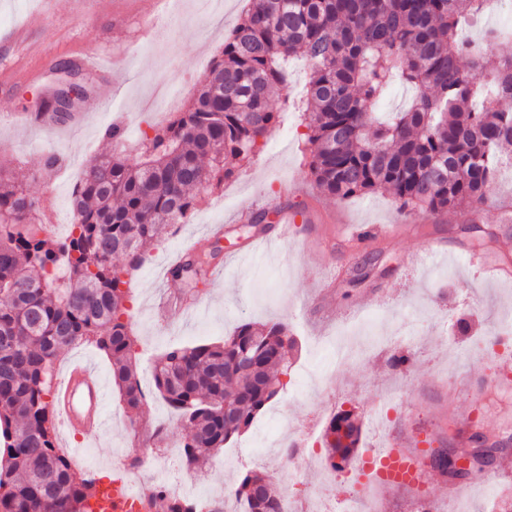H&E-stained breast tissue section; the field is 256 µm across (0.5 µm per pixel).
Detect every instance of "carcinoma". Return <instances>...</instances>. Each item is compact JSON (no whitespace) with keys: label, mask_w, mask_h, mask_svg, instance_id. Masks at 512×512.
Instances as JSON below:
<instances>
[{"label":"carcinoma","mask_w":512,"mask_h":512,"mask_svg":"<svg viewBox=\"0 0 512 512\" xmlns=\"http://www.w3.org/2000/svg\"><path fill=\"white\" fill-rule=\"evenodd\" d=\"M485 0H248L202 87L167 123L144 135L138 159L91 161L72 194L78 233L41 235L37 199L0 170V512H84L97 483L79 477L56 446L59 353L92 341L132 411L143 401L126 315L132 275L167 227L249 163L279 123L275 95L288 62L308 65L301 126L321 192L346 200L389 191L407 213L435 215L485 203L512 147V56L493 67L490 46L512 25L468 31ZM412 92L388 119L377 104L393 87ZM297 343L282 322H245L219 343L172 347L154 363L155 387L190 428L192 467L224 448L286 388ZM360 441L353 415L331 419L323 442L348 461ZM157 498L167 512H225L224 499ZM239 512H286L262 472L234 491Z\"/></svg>","instance_id":"obj_1"}]
</instances>
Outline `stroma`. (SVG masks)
I'll use <instances>...</instances> for the list:
<instances>
[{"mask_svg":"<svg viewBox=\"0 0 512 512\" xmlns=\"http://www.w3.org/2000/svg\"><path fill=\"white\" fill-rule=\"evenodd\" d=\"M227 4L220 25L198 12L194 0H0V33L20 24L29 32L24 43L0 45V164L37 199L43 221L72 220L71 200L58 186L81 177L90 159L111 150L107 128L123 126L128 142H136L159 123L144 107L159 86L180 89L184 101L195 94L242 16L244 0ZM89 53L114 67L85 69L91 95L78 110L83 123L39 121V96L57 64L81 63ZM306 79L304 62H293L287 88L275 97L287 121L222 191L197 203V211L210 213V224L223 225L222 240L208 235L209 224L171 231L134 272L126 304L143 383H152L154 361L171 346L214 342L244 322H284L299 346L287 388L254 427L190 470L178 451L184 424L159 393L151 392L138 415L129 416L105 353L92 343L68 347L58 369L88 356L106 390V426L86 437L83 459L108 477L113 465L140 456L145 464L136 485L159 484L172 494L206 499L227 496L247 471H261L293 495L297 507L325 501L332 512H343L347 471L330 467L323 446L296 463L287 450L302 441L307 425L324 429L334 415L350 410L363 449L412 435L428 451L468 448L478 432L502 447L486 471L455 482L465 495L449 496L455 483L428 461L423 485L374 490L382 512H420L423 501L434 512H512L501 501L503 490L512 491V472L495 486L484 484L487 472L512 459V347L489 345L512 332V277L490 280L471 264L477 254L512 269V221L502 210L512 205V171L503 170L476 218L467 209L409 215L385 191L329 198L314 181L300 137L302 101L292 88ZM21 111L35 123L18 122ZM49 154L60 162L48 173ZM306 209L314 211V222L278 238L279 213ZM367 225L376 234L352 236V227ZM192 240L199 251L219 249L222 278L198 285L186 276L166 278L168 264ZM438 248L442 256L431 260ZM170 290L199 302L180 312L168 309L162 296ZM399 322L414 327L407 346L412 363L403 371L391 363L388 340ZM475 401L482 413L462 424V413ZM158 425L167 429V447H142Z\"/></svg>","mask_w":512,"mask_h":512,"instance_id":"obj_1","label":"stroma"}]
</instances>
